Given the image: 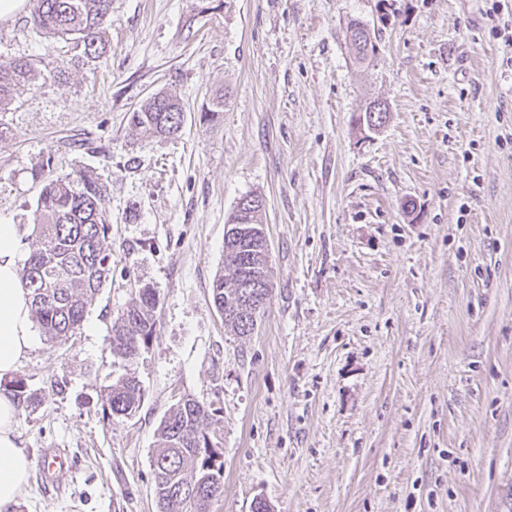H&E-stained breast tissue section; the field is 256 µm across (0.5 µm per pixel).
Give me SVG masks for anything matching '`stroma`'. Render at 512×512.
Instances as JSON below:
<instances>
[{
  "label": "stroma",
  "mask_w": 512,
  "mask_h": 512,
  "mask_svg": "<svg viewBox=\"0 0 512 512\" xmlns=\"http://www.w3.org/2000/svg\"><path fill=\"white\" fill-rule=\"evenodd\" d=\"M32 12L0 21V58L69 68L0 112V223L27 259L32 170L93 173L112 276L16 371L22 447L69 467L51 492L30 474L11 512H158V427L185 396L224 457L211 512H512V0H112L99 59L38 37ZM351 18L376 33L372 65ZM160 91L185 106L177 136L129 122ZM373 99L389 112L370 131ZM247 195L273 290L240 337L211 287ZM145 285L158 331L129 363L109 337ZM129 373L139 409L104 414ZM345 38L355 51V59L359 64L370 65L377 56V37L359 20H349L345 27Z\"/></svg>",
  "instance_id": "obj_1"
}]
</instances>
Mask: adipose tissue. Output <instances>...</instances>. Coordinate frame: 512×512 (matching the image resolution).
I'll return each mask as SVG.
<instances>
[{
  "mask_svg": "<svg viewBox=\"0 0 512 512\" xmlns=\"http://www.w3.org/2000/svg\"><path fill=\"white\" fill-rule=\"evenodd\" d=\"M18 225L0 224V379L12 375L32 347L30 301L20 285ZM18 404L0 389V512L16 504L28 483L32 461L17 441Z\"/></svg>",
  "mask_w": 512,
  "mask_h": 512,
  "instance_id": "1",
  "label": "adipose tissue"
}]
</instances>
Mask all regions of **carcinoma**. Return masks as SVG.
I'll return each mask as SVG.
<instances>
[{
    "instance_id": "carcinoma-1",
    "label": "carcinoma",
    "mask_w": 512,
    "mask_h": 512,
    "mask_svg": "<svg viewBox=\"0 0 512 512\" xmlns=\"http://www.w3.org/2000/svg\"><path fill=\"white\" fill-rule=\"evenodd\" d=\"M32 29L46 37L74 40L83 54L99 58L105 53L102 30L112 23V0H35ZM345 38L360 64H371L378 53L376 35L365 24L352 19ZM55 69L42 72L23 59L0 62V112L11 106L18 89L47 83ZM184 105L158 92L130 116L131 125L149 136H172L180 132ZM42 183L34 213L36 248L20 274L22 288L30 298L31 319L47 341L67 339L84 319L88 304L112 275V244L108 243L110 222L101 206L97 177L81 172L74 178H51L45 166L32 172ZM262 199L248 195L238 202L228 219L239 225V212L250 213L251 223L242 226L238 238L224 246V268L212 283V300L224 315V325L237 336L255 329L253 317L242 307L247 301L267 303L270 288H258L243 258L250 252L251 230L262 224ZM158 299L153 289H138L132 302L112 326L111 345L115 355L136 358L157 333ZM143 398L140 382L126 377L102 396L104 412L131 416ZM210 418L207 408L194 398L180 399L162 419V448L153 459L154 489L159 512H209L212 502L224 492L223 452L214 447L204 429Z\"/></svg>"
}]
</instances>
